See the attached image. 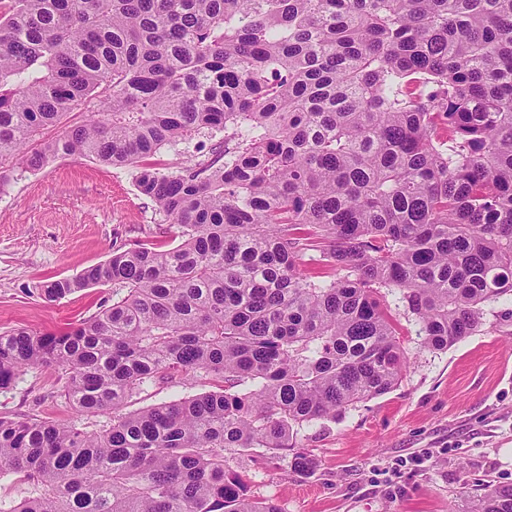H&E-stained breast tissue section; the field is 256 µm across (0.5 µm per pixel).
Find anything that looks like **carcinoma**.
Segmentation results:
<instances>
[{"mask_svg":"<svg viewBox=\"0 0 512 512\" xmlns=\"http://www.w3.org/2000/svg\"><path fill=\"white\" fill-rule=\"evenodd\" d=\"M204 128L212 157L149 163ZM63 157L139 164L177 244L43 283L112 285L77 325L0 333L1 391L54 367L76 413L112 414L0 417V477L31 483L0 512H282L229 458L307 475L303 426L398 385L382 290L433 351L512 296V0H6L0 187ZM175 380L210 390L124 411ZM473 512H512V486Z\"/></svg>","mask_w":512,"mask_h":512,"instance_id":"1","label":"carcinoma"}]
</instances>
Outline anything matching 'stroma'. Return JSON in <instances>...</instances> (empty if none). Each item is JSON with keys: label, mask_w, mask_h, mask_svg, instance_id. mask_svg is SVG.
Wrapping results in <instances>:
<instances>
[{"label": "stroma", "mask_w": 512, "mask_h": 512, "mask_svg": "<svg viewBox=\"0 0 512 512\" xmlns=\"http://www.w3.org/2000/svg\"><path fill=\"white\" fill-rule=\"evenodd\" d=\"M223 138L200 130L152 163L170 171L210 155ZM135 177L132 167L64 158L17 171L0 188V332H51L111 298L105 285L48 302L37 287L161 236L169 221L139 193ZM392 312L410 357L398 386L300 430L318 461L310 475L291 474L282 460L258 467L237 459L252 496L276 501L283 512H470L487 482L512 485V297L486 305L483 332L443 351L421 348L413 318L398 305ZM63 386L61 371L29 369L0 391V416L85 431L106 425L103 416H76ZM417 457L422 465H414Z\"/></svg>", "instance_id": "obj_1"}]
</instances>
